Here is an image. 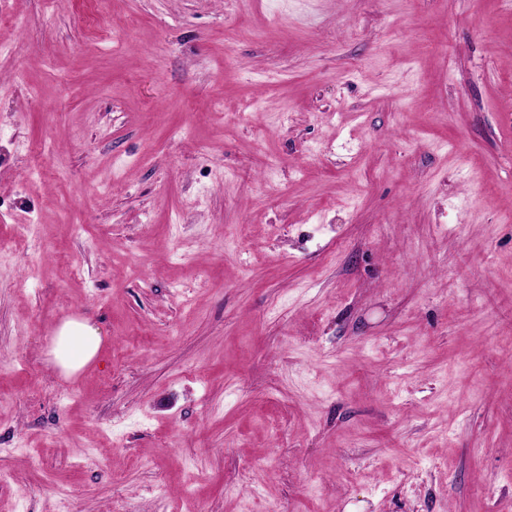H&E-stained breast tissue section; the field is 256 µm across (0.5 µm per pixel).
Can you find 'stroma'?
<instances>
[{
	"mask_svg": "<svg viewBox=\"0 0 512 512\" xmlns=\"http://www.w3.org/2000/svg\"><path fill=\"white\" fill-rule=\"evenodd\" d=\"M6 5L0 512H512V0ZM102 343L100 329L88 319L67 317L54 328L47 355L60 374L73 376L97 359Z\"/></svg>",
	"mask_w": 512,
	"mask_h": 512,
	"instance_id": "1",
	"label": "stroma"
}]
</instances>
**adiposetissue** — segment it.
<instances>
[{"label": "adipose tissue", "instance_id": "obj_1", "mask_svg": "<svg viewBox=\"0 0 512 512\" xmlns=\"http://www.w3.org/2000/svg\"><path fill=\"white\" fill-rule=\"evenodd\" d=\"M102 343L96 325L84 318L68 317L54 328L48 355L60 374L73 376L97 359Z\"/></svg>", "mask_w": 512, "mask_h": 512}]
</instances>
